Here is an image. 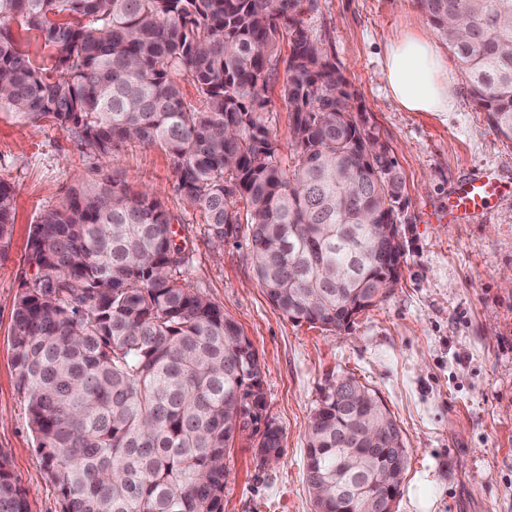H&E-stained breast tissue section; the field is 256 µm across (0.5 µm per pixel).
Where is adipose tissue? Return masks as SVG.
Returning <instances> with one entry per match:
<instances>
[{
	"label": "adipose tissue",
	"mask_w": 512,
	"mask_h": 512,
	"mask_svg": "<svg viewBox=\"0 0 512 512\" xmlns=\"http://www.w3.org/2000/svg\"><path fill=\"white\" fill-rule=\"evenodd\" d=\"M395 103L407 112H450L448 69L428 32H407L390 40L380 71Z\"/></svg>",
	"instance_id": "adipose-tissue-1"
}]
</instances>
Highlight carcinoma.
<instances>
[{"mask_svg": "<svg viewBox=\"0 0 512 512\" xmlns=\"http://www.w3.org/2000/svg\"><path fill=\"white\" fill-rule=\"evenodd\" d=\"M417 3L512 144V0ZM293 10L292 0H0V106L71 131L98 155L164 147L209 239L246 224L270 302L293 322L342 331L389 294L377 225L401 223L405 184ZM13 21L56 49L52 66L23 49ZM285 33L286 167L266 117ZM183 73L196 105L181 94ZM14 210L0 180V246ZM174 220L156 196L97 169L32 226L12 359L60 512H224L238 437L282 456L281 429L262 419L258 354L181 282ZM406 466L377 394L350 376L328 381L307 435V485L331 490L313 498L316 512H379ZM0 512H30L2 457Z\"/></svg>", "mask_w": 512, "mask_h": 512, "instance_id": "carcinoma-1", "label": "carcinoma"}]
</instances>
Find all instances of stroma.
<instances>
[{
    "instance_id": "1",
    "label": "stroma",
    "mask_w": 512,
    "mask_h": 512,
    "mask_svg": "<svg viewBox=\"0 0 512 512\" xmlns=\"http://www.w3.org/2000/svg\"><path fill=\"white\" fill-rule=\"evenodd\" d=\"M297 13L336 60L405 184L400 280L342 332L293 323L273 307L244 233L218 247L208 241L200 212L177 190L168 152L137 146L101 157L82 151L72 132L0 108V180L15 193L11 240L0 247V454L27 489L31 512H59V489L40 464L17 387L13 307L32 224L97 169L161 199L188 256L183 281L258 353L265 415L281 428L284 452L260 468L250 440L237 439L224 512H314L306 434L326 379L340 373L378 392L401 428L408 468L396 512H512V197L472 222L442 220L457 181L490 171L512 183V144L473 102L453 55L445 60L454 112H405L388 97L379 79L385 43L429 25L416 0H298Z\"/></svg>"
}]
</instances>
